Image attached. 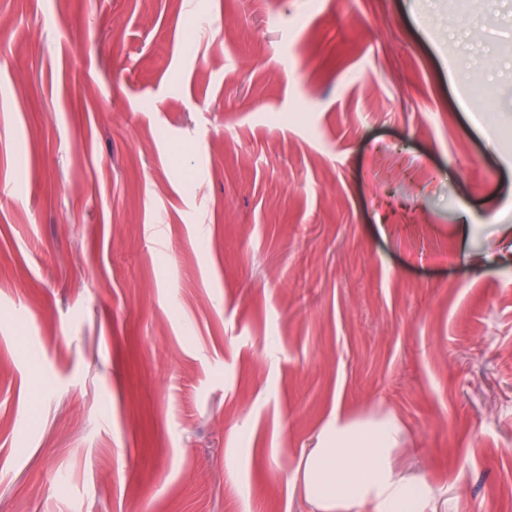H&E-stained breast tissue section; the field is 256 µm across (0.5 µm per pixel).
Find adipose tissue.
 <instances>
[{"label": "adipose tissue", "instance_id": "obj_1", "mask_svg": "<svg viewBox=\"0 0 512 512\" xmlns=\"http://www.w3.org/2000/svg\"><path fill=\"white\" fill-rule=\"evenodd\" d=\"M405 428L391 414L331 416L296 470L314 512H426V482L399 463Z\"/></svg>", "mask_w": 512, "mask_h": 512}]
</instances>
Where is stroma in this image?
I'll use <instances>...</instances> for the list:
<instances>
[{"label":"stroma","mask_w":512,"mask_h":512,"mask_svg":"<svg viewBox=\"0 0 512 512\" xmlns=\"http://www.w3.org/2000/svg\"><path fill=\"white\" fill-rule=\"evenodd\" d=\"M338 411L512 512V0H0V512H312Z\"/></svg>","instance_id":"stroma-1"}]
</instances>
